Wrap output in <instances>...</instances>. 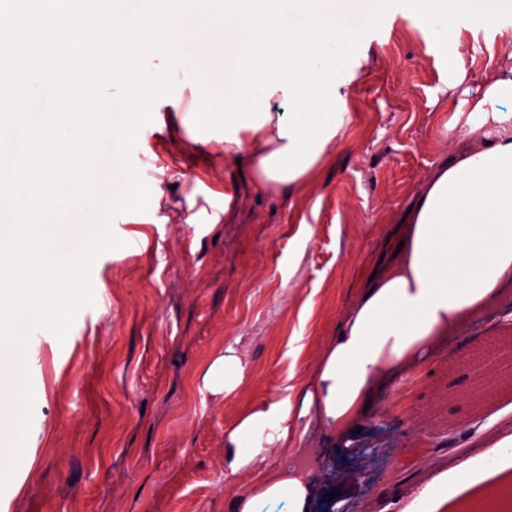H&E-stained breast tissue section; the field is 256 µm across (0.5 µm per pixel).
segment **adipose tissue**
Returning <instances> with one entry per match:
<instances>
[{
  "instance_id": "obj_1",
  "label": "adipose tissue",
  "mask_w": 512,
  "mask_h": 512,
  "mask_svg": "<svg viewBox=\"0 0 512 512\" xmlns=\"http://www.w3.org/2000/svg\"><path fill=\"white\" fill-rule=\"evenodd\" d=\"M359 0H209L203 27L177 9L156 11L157 24L188 59L224 43V79L190 87L193 116L205 104L224 109V157L260 189H287L316 177L347 115L348 91L315 57L344 59L363 30L378 21ZM287 111L275 110V103ZM477 150L455 149L432 172L395 232L403 247L381 261L348 309L323 353L309 389L282 396L242 417L224 437L233 470L266 457L275 445H300L310 423L331 421L342 440L366 417L374 396L454 339L473 319L501 309L512 285V123ZM245 367L226 348L204 380L231 395ZM315 483L309 476L271 475L237 499V512L259 502H286L309 512Z\"/></svg>"
}]
</instances>
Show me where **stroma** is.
Segmentation results:
<instances>
[{
	"label": "stroma",
	"mask_w": 512,
	"mask_h": 512,
	"mask_svg": "<svg viewBox=\"0 0 512 512\" xmlns=\"http://www.w3.org/2000/svg\"><path fill=\"white\" fill-rule=\"evenodd\" d=\"M336 77L347 82L350 121L316 179L287 191L257 189L182 123L187 102L162 98L132 161L151 196L144 212L111 224L120 248L91 270L93 305L46 352L25 340L21 359L0 354L25 401L0 418V446L23 428L26 451L0 463V512H235L239 495L300 456L296 446L235 471L226 432L274 398L299 396L373 263L442 157L481 146L512 108L493 96L512 81V0L495 26L460 24L450 41L414 23L404 0H375ZM495 58V68L481 64ZM236 183L245 202L224 207ZM512 336L491 313L459 331L416 373L380 392L352 446L330 426L311 428L324 450L311 472L317 499L340 512H404L443 483L439 512L485 505L512 469L461 489L453 468L480 464L473 433L512 423V388L473 406L471 349ZM233 345L245 368L229 397L205 388L207 366Z\"/></svg>",
	"instance_id": "35a3bbf8"
}]
</instances>
